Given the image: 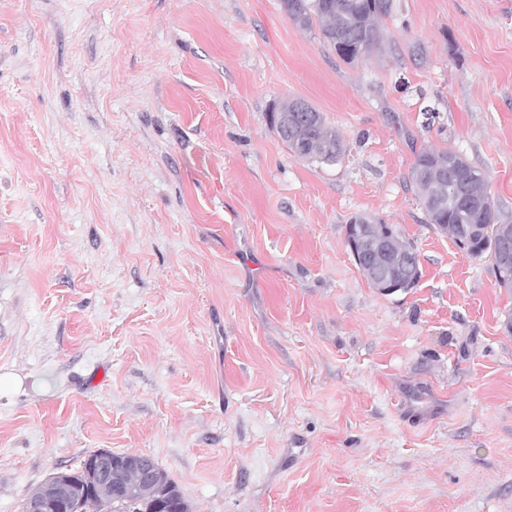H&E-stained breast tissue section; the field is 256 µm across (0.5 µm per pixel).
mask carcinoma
<instances>
[{
	"instance_id": "obj_1",
	"label": "carcinoma",
	"mask_w": 512,
	"mask_h": 512,
	"mask_svg": "<svg viewBox=\"0 0 512 512\" xmlns=\"http://www.w3.org/2000/svg\"><path fill=\"white\" fill-rule=\"evenodd\" d=\"M279 7L305 30L318 28L320 41L345 63L382 46L380 17L391 14L393 0H279ZM271 127L292 156L326 164L338 162L346 146L323 113L301 99H286L269 114ZM415 196L427 223L474 258H488L499 270L498 284L512 290V264L500 262L499 244L512 222L503 219L485 176L461 154L448 150L421 149L410 170ZM126 454H112V475L131 488L122 499L112 497L109 487L86 485L85 465L57 473L71 492L69 512H192L179 486L157 462L146 480L139 470L126 465Z\"/></svg>"
}]
</instances>
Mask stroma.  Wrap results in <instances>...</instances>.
Here are the masks:
<instances>
[{"instance_id": "obj_1", "label": "stroma", "mask_w": 512, "mask_h": 512, "mask_svg": "<svg viewBox=\"0 0 512 512\" xmlns=\"http://www.w3.org/2000/svg\"><path fill=\"white\" fill-rule=\"evenodd\" d=\"M394 2L347 64L279 0H0V512L103 449L193 512H512V291L409 180L453 150L512 220V0ZM292 97L340 162L290 155ZM287 114L288 125H284ZM269 121L294 157L334 164L346 152L344 141L336 128L326 122L322 112L301 99L289 98L275 104ZM373 223L371 220L364 216H355L349 220V224L345 226V240L348 245L349 238L352 233L350 232L352 224L358 229L357 224H383L382 222ZM389 231L388 230H371V229H360L359 232H355V234L351 237L350 248L351 253L354 259L358 262L359 258H362L363 255L374 248H379L381 246H385L389 243ZM349 246V245H348ZM356 262L357 266L365 275L368 283L372 284V268L383 266L386 262L385 256L383 255H375L370 262L361 266Z\"/></svg>"}]
</instances>
